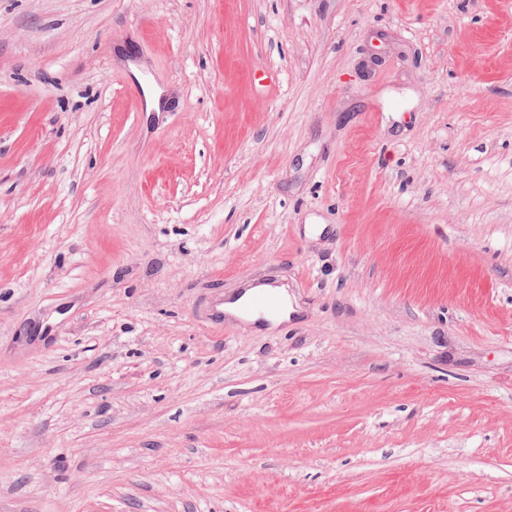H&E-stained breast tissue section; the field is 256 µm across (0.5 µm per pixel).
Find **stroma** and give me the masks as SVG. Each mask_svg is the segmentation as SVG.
I'll use <instances>...</instances> for the list:
<instances>
[{"mask_svg": "<svg viewBox=\"0 0 512 512\" xmlns=\"http://www.w3.org/2000/svg\"><path fill=\"white\" fill-rule=\"evenodd\" d=\"M0 512H512V0H0ZM267 299H272L277 303V309L274 312L262 308L263 302ZM292 311L288 304L286 289L270 285L249 287L242 294L229 297L226 303L224 302V313L251 322H256L262 317L270 322L273 328L280 322L288 320Z\"/></svg>", "mask_w": 512, "mask_h": 512, "instance_id": "obj_1", "label": "stroma"}]
</instances>
